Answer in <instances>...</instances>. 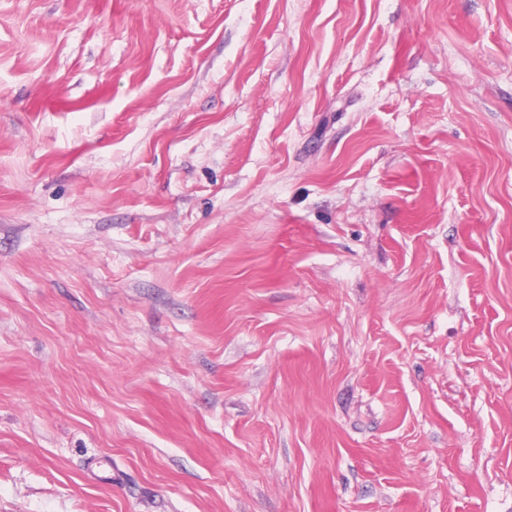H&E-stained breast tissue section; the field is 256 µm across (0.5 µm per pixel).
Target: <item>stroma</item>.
I'll list each match as a JSON object with an SVG mask.
<instances>
[{"mask_svg": "<svg viewBox=\"0 0 512 512\" xmlns=\"http://www.w3.org/2000/svg\"><path fill=\"white\" fill-rule=\"evenodd\" d=\"M0 512H512V0H0Z\"/></svg>", "mask_w": 512, "mask_h": 512, "instance_id": "35a3bbf8", "label": "stroma"}]
</instances>
